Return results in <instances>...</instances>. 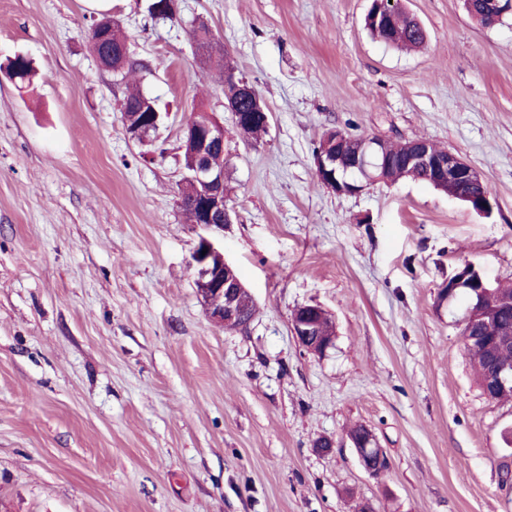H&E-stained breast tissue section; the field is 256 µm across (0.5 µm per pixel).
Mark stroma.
I'll return each instance as SVG.
<instances>
[{"label": "stroma", "instance_id": "1", "mask_svg": "<svg viewBox=\"0 0 512 512\" xmlns=\"http://www.w3.org/2000/svg\"><path fill=\"white\" fill-rule=\"evenodd\" d=\"M149 4L110 11L167 114L140 143L85 0H0V63L36 70L25 88L0 72V512H512V402L482 393L463 308L438 302L465 261L512 284V16L402 0L428 35L406 52L369 36L371 0H179L173 21ZM197 17L271 112L258 141L199 61ZM199 102L231 160L217 242L257 305L236 332L196 295L203 229L178 206ZM330 128L427 138L496 205L411 179L336 195L315 173ZM302 304L335 320L325 355L292 334ZM357 424L388 456L379 477ZM365 428L366 427L362 425L353 428L350 432L352 437H350V442L352 447L355 448L362 468L369 475L378 477L382 474L383 471L380 470L378 465H374V458L377 456L379 458V462H381L383 457H385V459L381 462V467L384 469V471H386L389 468L388 457L384 450L379 447L376 436L371 430H366L360 436H358Z\"/></svg>", "mask_w": 512, "mask_h": 512}]
</instances>
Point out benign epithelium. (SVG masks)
<instances>
[{
    "label": "benign epithelium",
    "mask_w": 512,
    "mask_h": 512,
    "mask_svg": "<svg viewBox=\"0 0 512 512\" xmlns=\"http://www.w3.org/2000/svg\"><path fill=\"white\" fill-rule=\"evenodd\" d=\"M507 14H512V0H489L486 3L485 17L488 25L499 23ZM225 79L235 84L238 99L251 103L248 112L238 111L234 104L228 105L234 124L238 126L249 123L268 128L270 113L255 88L238 77L233 68L226 71ZM183 134L193 146L192 161L187 167L185 178L194 182L200 194L201 220L197 221V225L208 231L222 233L224 225L234 223L235 212L228 206L224 194V171L213 168L209 158L215 149L224 148V123L210 113L203 120L193 113L184 124ZM381 141L382 137L377 135L363 138L353 161L349 163L339 150V144L348 142L346 135L335 128L327 130L320 139L321 147L315 154L317 178L338 195H355L361 192L364 184L355 185L350 190V183L340 182L336 174L354 168L362 173L366 181L375 180L369 170H385V158L380 150ZM430 146L431 142L426 139L412 140L405 144L408 165L426 169L439 184L455 181L485 183L484 174L457 154L448 150L446 154L439 155L432 152ZM191 268L194 271L193 287L209 317L226 331L247 328L249 321L245 320L244 309L246 300L252 298V295L211 236H200L192 253ZM463 288L475 289L479 300L478 309L468 310L470 324H480L487 330L497 324L495 315L487 307L491 301L488 283L483 281L481 271L472 263H463L448 278V282L441 289L442 301L451 302L455 299V291ZM291 328L297 341L317 355L325 354L335 344L334 333L329 336L314 335L318 330V325L314 322L294 320ZM509 389H512V362H502L486 380L484 394L488 397L492 390L502 392ZM350 442L362 468L373 477L380 476L382 470L374 464V458L381 459L385 454L373 432L366 430L360 436L350 439Z\"/></svg>",
    "instance_id": "obj_1"
}]
</instances>
